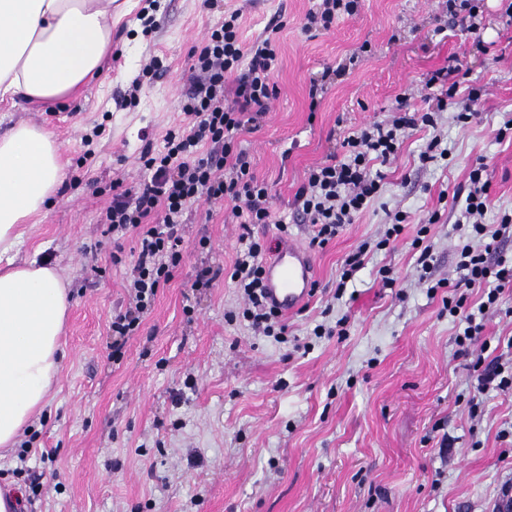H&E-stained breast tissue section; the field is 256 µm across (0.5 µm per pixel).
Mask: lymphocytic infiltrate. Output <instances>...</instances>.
I'll return each mask as SVG.
<instances>
[{"instance_id":"lymphocytic-infiltrate-1","label":"lymphocytic infiltrate","mask_w":512,"mask_h":512,"mask_svg":"<svg viewBox=\"0 0 512 512\" xmlns=\"http://www.w3.org/2000/svg\"><path fill=\"white\" fill-rule=\"evenodd\" d=\"M360 0H317L305 16L303 32L329 29L336 19L351 17ZM240 11L225 14L214 26L200 50L194 51L192 89L181 110L185 126L168 131L164 147H145L139 160L146 176L134 186L113 194L106 212L107 230L113 237L135 234L127 279L129 303L112 319L113 356H120L127 336L133 335L184 260L179 226L195 202H231L240 220L243 247L229 269V277L246 299L243 320L278 342L288 340L282 314L269 305L264 293V239L255 237L256 224L275 225L287 235L289 223L312 228L311 246L325 247L347 224L353 223L383 188L382 174L372 173L374 163L396 158L407 130L432 127L457 95L454 67L427 75L426 109L398 113L386 123L373 122L345 136L343 160L308 170L295 193L291 217L277 215L268 184L251 169L246 152L237 147L238 135L256 131L275 94L271 77L280 64V24L265 27L250 48L240 40ZM486 165L476 162L468 173L467 191H454L461 207L455 227L461 237L456 251V280H430V294L440 295L449 317L464 323L455 337L458 353L472 357L473 346L484 329L486 311L497 308L505 290L512 288V261L498 256L499 244L512 235V213L503 214L497 226L484 224L491 205ZM481 292L479 305H471L468 292Z\"/></svg>"}]
</instances>
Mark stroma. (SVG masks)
<instances>
[{
	"instance_id": "stroma-1",
	"label": "stroma",
	"mask_w": 512,
	"mask_h": 512,
	"mask_svg": "<svg viewBox=\"0 0 512 512\" xmlns=\"http://www.w3.org/2000/svg\"><path fill=\"white\" fill-rule=\"evenodd\" d=\"M146 5L114 0L112 55L80 97L0 105V132L41 126L67 162L64 185L25 225L20 247L55 263L72 296L63 366L31 427L26 465L41 494L25 512H497L512 481V437L501 435L512 427V390L470 407L476 374L456 353L457 323L419 279L412 241L420 219L440 211L429 233L432 277L456 279L451 194L480 160L487 223L512 211V139L496 137L512 117V0H479L474 34L444 28L442 0H362L357 15L313 37L301 26L314 0H161L145 25L137 14ZM234 9L247 44L273 19L284 23L269 113L259 131L237 138L278 214L291 213L307 171L340 153L347 130L387 120L401 94L424 108L428 73L455 62L461 87L482 88V99L468 124L452 104L437 130L410 131L381 168L382 195L325 247H310L305 227L291 225L318 288L286 315L289 343L238 319L244 300L223 270L240 227L230 209L212 214L201 201L183 216L182 265L113 359L112 316L128 293L127 268L113 265L104 233L112 185L144 179L140 151L162 148L184 124L189 53ZM154 55L166 71L130 104L132 82ZM329 67L342 73L310 110V86ZM436 133L448 157L422 164ZM398 210L408 224L395 246L369 255L337 294L345 259ZM203 264L218 276L193 287ZM383 266L394 287L377 279ZM320 323L344 333L313 337ZM484 324L485 359L512 361V293Z\"/></svg>"
}]
</instances>
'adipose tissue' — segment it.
<instances>
[{
    "mask_svg": "<svg viewBox=\"0 0 512 512\" xmlns=\"http://www.w3.org/2000/svg\"><path fill=\"white\" fill-rule=\"evenodd\" d=\"M112 52L110 0H0V103H61ZM64 179L62 147L45 129L0 133V447H16L49 402L62 368L70 306L56 266L20 256L22 224Z\"/></svg>",
    "mask_w": 512,
    "mask_h": 512,
    "instance_id": "obj_1",
    "label": "adipose tissue"
}]
</instances>
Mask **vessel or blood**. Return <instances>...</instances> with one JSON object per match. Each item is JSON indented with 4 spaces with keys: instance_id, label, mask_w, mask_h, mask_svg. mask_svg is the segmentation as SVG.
I'll return each mask as SVG.
<instances>
[{
    "instance_id": "vessel-or-blood-1",
    "label": "vessel or blood",
    "mask_w": 512,
    "mask_h": 512,
    "mask_svg": "<svg viewBox=\"0 0 512 512\" xmlns=\"http://www.w3.org/2000/svg\"><path fill=\"white\" fill-rule=\"evenodd\" d=\"M313 265L308 254L298 245L282 244L265 272L268 300L285 313L299 309L310 295Z\"/></svg>"
}]
</instances>
